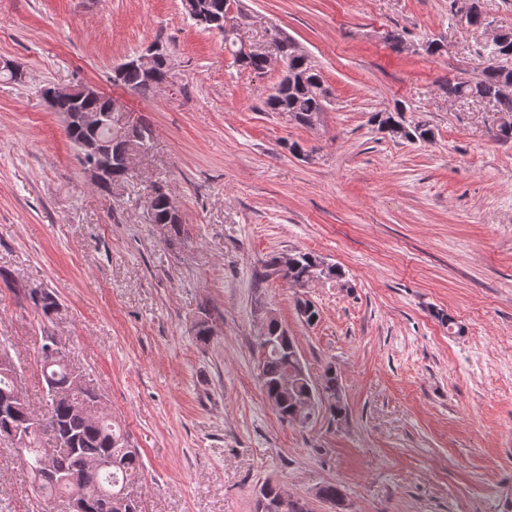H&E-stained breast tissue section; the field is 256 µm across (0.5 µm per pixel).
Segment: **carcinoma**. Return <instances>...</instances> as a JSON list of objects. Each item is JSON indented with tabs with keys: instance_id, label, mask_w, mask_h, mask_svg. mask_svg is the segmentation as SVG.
<instances>
[{
	"instance_id": "carcinoma-1",
	"label": "carcinoma",
	"mask_w": 512,
	"mask_h": 512,
	"mask_svg": "<svg viewBox=\"0 0 512 512\" xmlns=\"http://www.w3.org/2000/svg\"><path fill=\"white\" fill-rule=\"evenodd\" d=\"M234 0H182L185 14L196 25L216 30L224 35V44L233 49L239 65L256 72L263 71L267 61L259 56H245L240 52L235 31L237 24L230 16ZM278 50L286 65V75L271 90L264 100V111L276 112L288 117L299 125L312 127L319 113L327 105V92L316 65L302 53L296 43L286 36L278 40ZM488 65L473 79H450L446 92L450 98L469 97L494 102L498 111L512 113V96L505 93L512 85V27L500 28L499 40L488 48ZM169 58L161 59L155 76L147 78L139 69L129 67L117 76V84L138 94L158 88L167 75ZM48 106L55 112H103L108 103L103 99H85L74 102L69 99H51ZM372 121L388 131L394 139L408 142H430L435 133L431 125L419 122L407 124L402 111H380L372 115ZM72 143L84 140H101L112 161H117L134 146L149 149L154 138L150 120L140 115L134 130L126 132L119 121L112 120V130L90 131L78 125L66 128ZM177 209L173 196L167 191L153 190L148 199V220L151 224H165ZM293 262L288 273V283L299 288L320 279H340L342 272L334 264H327L324 258L313 252L292 253ZM25 298L42 314L44 319L54 318L60 302L55 293L46 288H31ZM296 310L308 325L319 319V311L308 300L296 301ZM210 310L202 307L195 324V338L200 344L209 343L208 322ZM52 333L44 331L37 362L46 385V418L44 423L30 427L28 421L33 410L26 397L14 401V406L3 409L11 400L17 370L0 368V439L15 441V429H30L27 435L28 449L21 457L23 466L30 474L40 494L47 497H63L80 494L87 503V512H115L110 508L109 494L118 495L126 484L141 471L142 460L139 449L131 444L129 434L113 417L103 401V394L90 380L73 390L63 399L55 398L53 389L70 386L75 379L69 360L55 361L49 347ZM259 354V376L266 399L272 404L277 415L288 422L298 413L297 403L303 396H309L312 404L311 415L303 419L307 424L313 420L319 403L328 401L333 416L346 411L342 388L336 370L325 369L320 382L314 383L308 375L301 374L303 366L294 341L274 319L269 321L267 341L256 340ZM52 436L54 450L42 453L43 437ZM110 458L112 467L88 475L77 485L70 479L84 473L88 462L94 459ZM52 470L58 477L55 483L42 479L44 469ZM279 485L266 484L263 501L256 502V512H280L277 508Z\"/></svg>"
}]
</instances>
